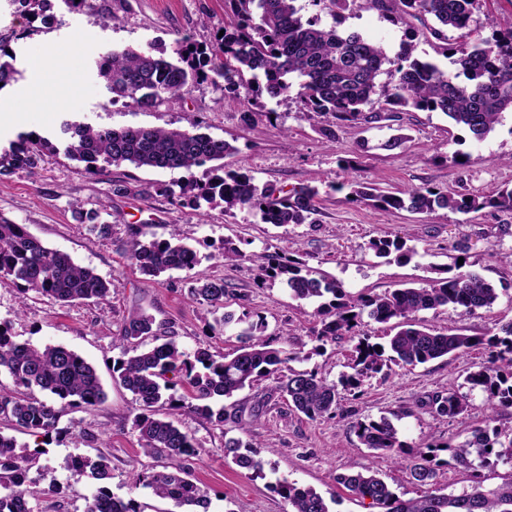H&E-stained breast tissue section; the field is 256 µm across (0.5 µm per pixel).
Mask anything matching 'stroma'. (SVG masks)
<instances>
[{
	"mask_svg": "<svg viewBox=\"0 0 512 512\" xmlns=\"http://www.w3.org/2000/svg\"><path fill=\"white\" fill-rule=\"evenodd\" d=\"M298 4L305 16L319 15L323 25L344 33L359 32L388 56H396L409 42L415 47L414 58L444 69L451 66L449 58L438 54L435 39L423 33L414 19L391 22L366 8L362 0L337 20L310 0ZM49 14L48 21L33 22L20 5L0 0V44L11 50L15 68L11 83L0 90V96L15 106L10 117L0 119L1 151L21 133L57 140L66 118L113 128H187L200 122L207 133L234 146V154L224 160L227 168L247 167L261 186L289 190L308 184L317 187L319 195L313 223L276 226L247 210L228 214L217 206L199 213L172 203L157 188L180 183L184 177L180 170L124 163L88 174L82 164L60 152L36 157L30 167L0 176L1 216L26 225L48 246L69 253L112 282L105 301L63 305L33 292L21 295L15 283L0 277V322L8 323L14 340L76 351L96 368L107 394L93 410L61 413L56 431L47 439L0 415V434L14 438L18 446L39 450V466L48 468L61 487L59 494L32 501L34 512H85L99 483L90 473L68 470L66 461L74 455L99 454L112 466L109 489L122 498H134L138 512H179L172 501L135 485L138 475L175 469L184 470L207 489L208 512H288L277 489L283 479L316 490L330 512H377L369 500L338 485L336 477L377 468L402 498L422 494L406 463L377 457L352 428L354 421L376 420L391 411L403 414L396 423L401 440L436 448L435 489L455 494L477 483L490 487L512 475V467L503 464L463 470L450 452L476 428L512 433V408L489 414L486 393L467 381L470 372L496 354L493 346L481 345L416 367L390 364L365 379L358 393L342 392L332 417L310 419L297 413L280 392L276 376L262 378L224 400L223 426L192 410L181 411L179 426L198 444L196 455L188 459L142 453L133 427L139 406L116 381L110 366L121 355L115 341L124 319L144 310L161 331H175L186 351L206 347L217 356L239 347L238 318L258 315L275 345L299 352L293 368L316 372L330 382L345 374L354 343L347 338L318 343L314 330L319 299L293 297L281 279L257 287L251 262L225 265L228 241L247 255L283 249L317 274L340 282L351 299L419 288L437 270L460 264L462 272L476 273L497 289V302L474 316L443 307L422 312V319L445 333H497L502 324L512 321V266L501 260L503 254L512 253V211L384 210L351 200L349 191L355 181L374 182L391 193L428 188L488 196L512 188V113H506L481 141L443 113L418 110L374 123L345 125L328 138L321 133L325 117L300 111L291 99L269 101L251 122H243L250 87L228 92L210 83L198 85L186 99L140 111L113 100L96 78L90 55L102 48L128 46L170 52L180 38L211 42L228 22L224 0H50ZM511 28L512 0H482L471 26L473 38L489 39ZM37 59L54 68L51 85L31 87L28 68ZM396 134L406 135V143L386 149L385 141ZM115 184L131 187V196L113 195ZM76 202L100 211L112 226L109 238L99 237L74 219ZM132 224L144 225L147 235L158 239L179 232L201 259L196 273L224 278L229 288L226 310L234 314L235 323L214 329V317L191 294L186 272L153 277L134 265L123 251ZM395 236L414 248L409 261L376 257L369 247L372 239ZM451 386L469 403L465 419L437 414L429 405L432 396ZM81 430L86 438L75 440ZM237 435L259 445L269 462L264 477H252L225 457V437Z\"/></svg>",
	"mask_w": 512,
	"mask_h": 512,
	"instance_id": "1",
	"label": "stroma"
}]
</instances>
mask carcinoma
Returning a JSON list of instances; mask_svg holds the SVG:
<instances>
[{
    "instance_id": "obj_1",
    "label": "carcinoma",
    "mask_w": 512,
    "mask_h": 512,
    "mask_svg": "<svg viewBox=\"0 0 512 512\" xmlns=\"http://www.w3.org/2000/svg\"><path fill=\"white\" fill-rule=\"evenodd\" d=\"M480 0H364L367 8L395 22L410 17H430L436 25L430 34L441 42L439 53L455 56L454 71L443 70L431 61L412 58L406 46L395 58L357 32L341 33L336 26L326 27L315 17H306L297 0H224L230 21L224 35L208 44L182 39L174 55L155 47L105 48L95 53L93 69L97 79L112 93V99L141 111L161 103L183 99L192 89L207 81H224L233 91L239 85L253 88V100L243 112L251 121L254 109L264 107V98L283 99L296 91L302 110L329 115L339 126L345 122H377L383 112H408L412 109L438 111L467 130L476 140L484 139L512 112V28L489 40L468 41L474 11ZM460 32L456 43L448 46L447 29ZM10 54L0 45V84L14 78L15 69L7 61ZM387 75L380 86L378 77ZM59 134L65 142V156L84 164L92 174L104 166L130 163L138 168L182 170L186 176L179 192L160 186L158 192L195 210L202 203L218 199L224 211L248 210L260 215L266 224H312L317 191L305 185L288 192L271 185L259 186L244 166L226 169L222 160L236 152L228 141L200 131L127 126L120 129L92 126L64 120ZM58 151L49 139L35 133H22L8 150L0 154V176L24 169L36 155ZM209 165L207 177L200 179L194 169ZM355 200L370 201L384 209L433 212L451 209L464 213L486 207L512 211V189L483 197L473 194L449 196L433 190L411 189L404 195L374 193L372 188L355 184ZM81 224H89L101 237L112 234V226L100 221L96 210L73 206ZM126 253L130 261L148 275L172 270L191 271L199 263L197 252L184 244L177 232L167 239L147 237L140 227H130ZM379 257L396 254V260H409L414 250L399 238H379L370 242ZM249 260L257 267L258 283L284 278L297 299L332 300L320 305L317 340L324 343L340 336L356 340L349 358L351 373L339 383H329L317 373L296 370L289 363L299 359L295 352L275 347L265 337L263 319L246 324L240 333L242 346L235 352L216 357L199 347L188 353L175 335L158 336L155 319L142 311L130 314L123 322L119 344L122 358L114 372L119 383L139 403L141 413L134 420L141 449L146 454L167 453L175 457L196 455L194 437L170 420L155 417L159 403L172 411L191 408L217 426H224V409L213 410L207 401L229 398L260 377L279 375L281 392L288 402L310 419L336 412L340 391L361 386L364 379L377 374L390 362L417 366L450 354H463L482 339L461 333H444L415 321L423 311L452 307L464 316H473L493 306L495 288L475 273L437 277L425 287L396 288L383 294L344 299L342 286L324 276L317 277L302 261L279 252L242 253L224 242V264L234 266ZM13 280L26 294L35 292L61 303L86 300L104 301L111 282L95 269L82 266L64 251L46 246L30 234L23 224L0 215V277ZM191 293L219 327L233 322L224 308L228 290L222 278H195ZM380 324L394 323L388 348L370 342L356 333L363 314ZM501 334L490 343L505 346L490 366H481L468 376L469 382L487 393L488 409L512 407V321L501 326ZM11 379L0 382V413L33 435L48 437L56 430L65 409L88 410L105 401L106 393L95 368L75 351L62 345L43 347L13 340L10 327L0 322V374ZM182 385L183 394L171 393ZM47 395L40 400L31 391ZM430 406L450 418L465 417L468 404L450 387L432 397ZM354 429L360 442L385 456L413 459L412 479L420 486L432 484L435 471L421 450H408L398 430L385 416L357 421ZM224 454L242 468L261 476L265 461L253 445L240 438L224 440ZM40 452H28L15 439L0 434V512H33L29 500L40 493L43 473L30 476ZM457 463L467 469L512 466V437L495 448L485 429L472 431V438L454 448ZM67 467L75 472L90 471L101 486L88 500L86 512H137L131 501L112 494L107 484L112 468L104 455L92 459L72 456ZM336 482L361 499H370L381 512H512V475L495 487L481 484L458 494L426 491L416 498L403 499L378 477V471L339 475ZM138 483L154 495L172 501L182 512H200L207 505V491L188 477L158 471L138 478ZM289 512H330L325 499L310 488L283 480L278 483Z\"/></svg>"
}]
</instances>
